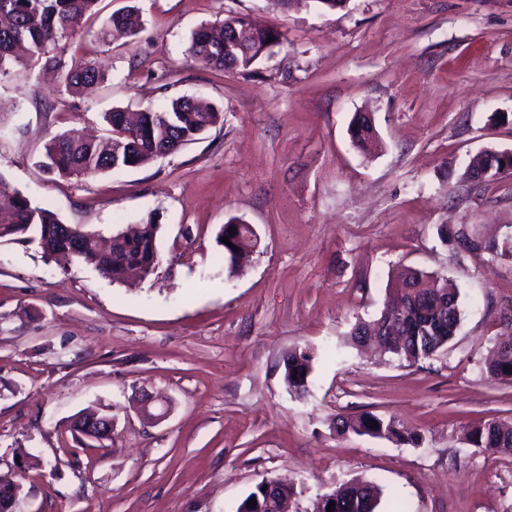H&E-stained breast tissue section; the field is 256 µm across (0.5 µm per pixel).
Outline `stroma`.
Segmentation results:
<instances>
[{"mask_svg": "<svg viewBox=\"0 0 512 512\" xmlns=\"http://www.w3.org/2000/svg\"><path fill=\"white\" fill-rule=\"evenodd\" d=\"M138 6L136 35L92 22L64 65L98 67L79 95L17 63L0 76V182L66 224L104 236L157 219L162 264L128 285L37 243L0 242V481L15 512H235L266 478L291 482L295 512L359 478L377 512H512V454L463 430L512 423V383L484 361L512 332V257L443 244L440 225L503 241L512 173L472 183L484 149L512 150V0H101ZM243 16L280 45L252 72L195 62L191 33ZM191 96L223 120L148 165L90 178L37 165L50 138L108 134L105 112ZM379 147L359 152L356 113ZM236 217L259 244L229 276L217 243ZM455 280L461 321L445 351L410 366L360 351L349 333L380 314L397 265ZM314 354L308 393L283 357ZM152 398L147 421L140 401ZM89 411L111 438L73 429ZM372 412L417 429L421 446L341 436L336 414Z\"/></svg>", "mask_w": 512, "mask_h": 512, "instance_id": "obj_1", "label": "stroma"}]
</instances>
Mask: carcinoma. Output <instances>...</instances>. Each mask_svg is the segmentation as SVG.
Wrapping results in <instances>:
<instances>
[{
  "label": "carcinoma",
  "mask_w": 512,
  "mask_h": 512,
  "mask_svg": "<svg viewBox=\"0 0 512 512\" xmlns=\"http://www.w3.org/2000/svg\"><path fill=\"white\" fill-rule=\"evenodd\" d=\"M99 0H0V74L6 73L12 48L24 47L29 57L44 62L48 67L60 70L63 90L77 94L103 78L93 65L63 69L61 59L53 51L72 38L91 15ZM134 8L113 12L101 29L107 40L114 31L134 32ZM239 27L250 25L243 16L224 19L218 26H203L192 32L188 47L190 56L198 63L216 69H224V27L229 23ZM250 39L267 46L271 53L281 40L275 29L251 28ZM274 41H268V36ZM168 123L156 120L117 121L113 113L104 115L111 127L109 148L72 134L52 138L38 161V167L63 176L89 177L114 170L115 156L132 157L141 166L158 156L176 152L183 146L197 141L201 135L219 124L223 112L215 106L204 105L190 97H179L163 108ZM161 225L151 220L139 230L104 248L99 239L82 233L78 253L70 252L65 244L61 221L50 210L34 204L22 194L0 196V240H38L46 257L73 258L93 266L101 275L113 281L128 276L141 280L155 275L162 263L158 249ZM455 243L468 253L491 252L490 259L498 255L492 242L482 240L469 225H463ZM243 244L248 248L258 245V238L251 225L243 224L238 239L232 245H223L224 259L229 266L235 264L234 247ZM398 302L391 303L381 315L369 322H360L350 332L351 342L362 343L379 338L386 350L414 365L430 358L448 347L456 335L461 319L460 293L456 283L433 273L406 267H398ZM283 380L290 391H306L308 376L313 371L312 355L308 350H295L282 360ZM487 377L497 381L512 382V336L495 344L493 354L485 365ZM376 422V427L368 422ZM333 425L339 435L354 434L382 438L399 444L421 445V434L398 424L393 419H383L370 412L356 415L338 414ZM465 443L474 448L492 452L512 453V425L488 420L464 430ZM262 480L237 508L236 512H265V492ZM338 512H375L381 495L379 487L360 481L347 483L333 492ZM256 504L248 505V500Z\"/></svg>",
  "instance_id": "obj_1"
}]
</instances>
